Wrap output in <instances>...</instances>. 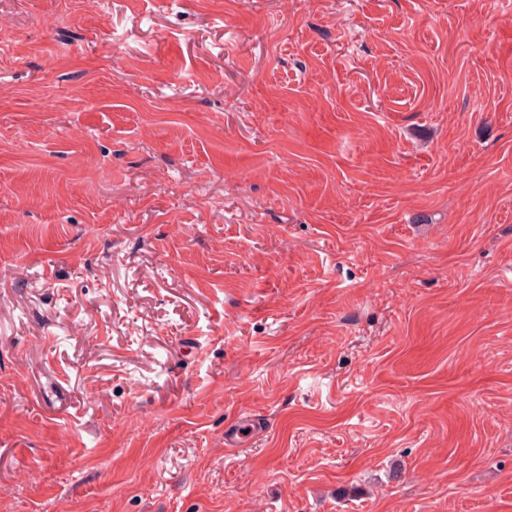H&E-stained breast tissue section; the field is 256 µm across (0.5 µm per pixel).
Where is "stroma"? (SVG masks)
Instances as JSON below:
<instances>
[{
	"label": "stroma",
	"instance_id": "obj_1",
	"mask_svg": "<svg viewBox=\"0 0 512 512\" xmlns=\"http://www.w3.org/2000/svg\"><path fill=\"white\" fill-rule=\"evenodd\" d=\"M0 512H512V0H0Z\"/></svg>",
	"mask_w": 512,
	"mask_h": 512
}]
</instances>
